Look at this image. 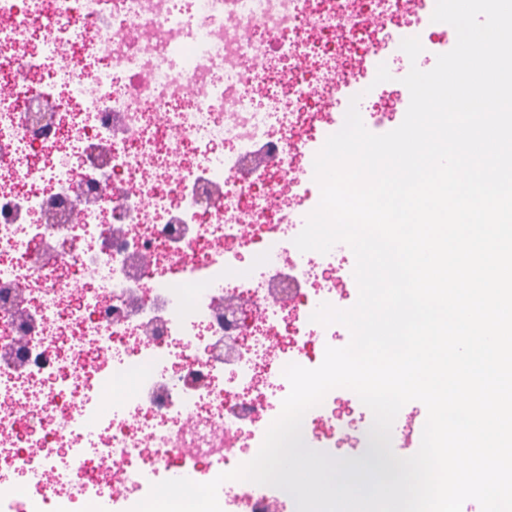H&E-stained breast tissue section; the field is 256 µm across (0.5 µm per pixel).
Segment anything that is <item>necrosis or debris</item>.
Returning a JSON list of instances; mask_svg holds the SVG:
<instances>
[{
	"label": "necrosis or debris",
	"mask_w": 512,
	"mask_h": 512,
	"mask_svg": "<svg viewBox=\"0 0 512 512\" xmlns=\"http://www.w3.org/2000/svg\"><path fill=\"white\" fill-rule=\"evenodd\" d=\"M417 15L412 0H0V512H131L180 471L207 483L256 456L284 367L336 343L311 319L341 299L323 273L354 259L293 243L316 207L297 192L309 106L337 104ZM262 151L258 194L243 173ZM280 265L307 286L288 302L268 298ZM228 293L247 304L231 324ZM342 404L372 424L355 392H328L303 417L309 448L335 447ZM288 498L218 489L222 512Z\"/></svg>",
	"instance_id": "4bbe7bcc"
}]
</instances>
